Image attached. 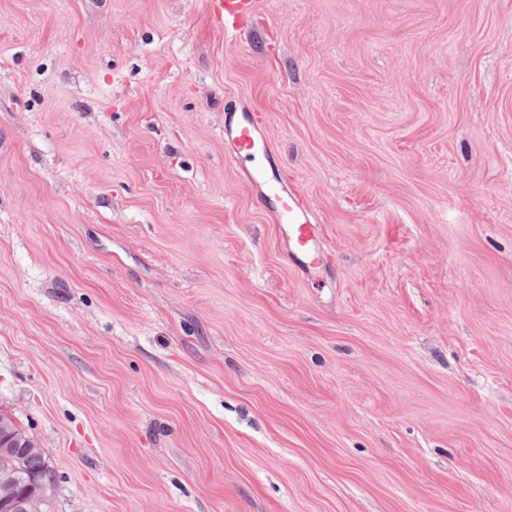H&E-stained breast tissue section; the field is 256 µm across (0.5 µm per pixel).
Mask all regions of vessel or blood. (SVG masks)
Returning a JSON list of instances; mask_svg holds the SVG:
<instances>
[{
  "label": "vessel or blood",
  "mask_w": 512,
  "mask_h": 512,
  "mask_svg": "<svg viewBox=\"0 0 512 512\" xmlns=\"http://www.w3.org/2000/svg\"><path fill=\"white\" fill-rule=\"evenodd\" d=\"M255 0H221L216 18L224 27L227 36H235L254 12ZM224 140L228 145V157L237 166L246 170L255 182L268 179L267 166L274 154L272 145L265 140L255 121L241 117L224 124ZM276 198L277 220L284 224L293 248L307 261L315 264L318 260L316 237L318 226L306 207L289 196L281 184L270 187Z\"/></svg>",
  "instance_id": "1"
}]
</instances>
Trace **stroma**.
<instances>
[{
    "instance_id": "1",
    "label": "stroma",
    "mask_w": 512,
    "mask_h": 512,
    "mask_svg": "<svg viewBox=\"0 0 512 512\" xmlns=\"http://www.w3.org/2000/svg\"><path fill=\"white\" fill-rule=\"evenodd\" d=\"M217 3L0 0V413L53 512H512V0ZM216 18L224 27V35L233 37L254 13L255 0H220ZM235 116L224 120V141L228 145L227 157L239 168L244 167L248 177L255 182H267L276 198L277 220L287 226L286 234L293 248L313 265L318 260L316 237L318 226L306 207L288 195V191L277 181L272 184L268 179L267 164L273 158L272 145L262 138L258 125L245 114L235 121ZM250 166L247 167L246 165Z\"/></svg>"
}]
</instances>
